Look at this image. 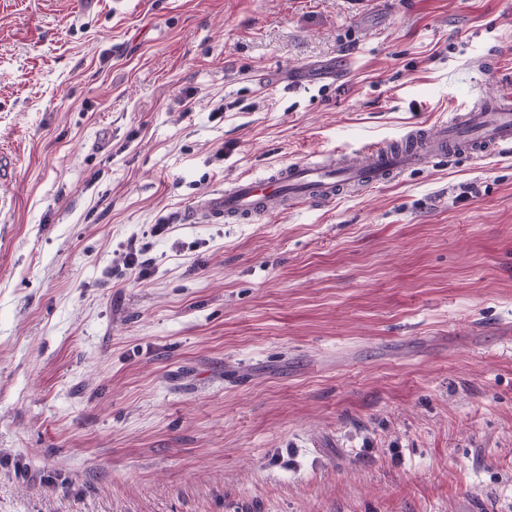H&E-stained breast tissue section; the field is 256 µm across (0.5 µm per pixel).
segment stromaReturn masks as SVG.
Returning a JSON list of instances; mask_svg holds the SVG:
<instances>
[{
	"mask_svg": "<svg viewBox=\"0 0 512 512\" xmlns=\"http://www.w3.org/2000/svg\"><path fill=\"white\" fill-rule=\"evenodd\" d=\"M491 56L512 0H0V512H512V153L180 219ZM124 266L135 272L140 280H145L151 273V263L144 257L143 247H139L136 241L131 240L124 256Z\"/></svg>",
	"mask_w": 512,
	"mask_h": 512,
	"instance_id": "35a3bbf8",
	"label": "stroma"
}]
</instances>
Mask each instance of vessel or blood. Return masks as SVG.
I'll use <instances>...</instances> for the list:
<instances>
[{
	"instance_id": "1",
	"label": "vessel or blood",
	"mask_w": 512,
	"mask_h": 512,
	"mask_svg": "<svg viewBox=\"0 0 512 512\" xmlns=\"http://www.w3.org/2000/svg\"><path fill=\"white\" fill-rule=\"evenodd\" d=\"M512 151V93L473 96L437 129L415 126L382 145L344 152L341 163L301 160L253 177H242L224 191L197 201L188 222L252 223L273 213L280 202L289 207L322 204L353 189H368L399 175L440 164L448 156L473 159Z\"/></svg>"
}]
</instances>
